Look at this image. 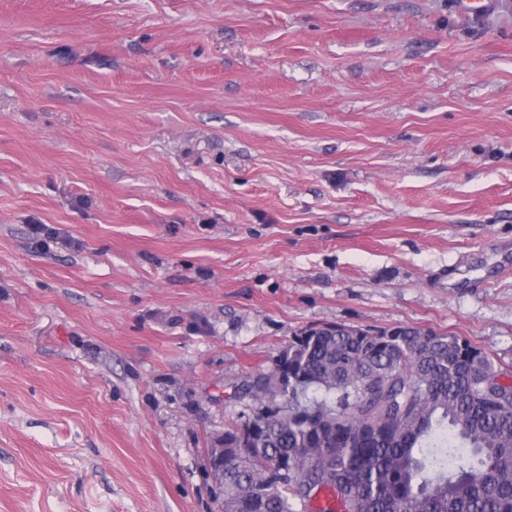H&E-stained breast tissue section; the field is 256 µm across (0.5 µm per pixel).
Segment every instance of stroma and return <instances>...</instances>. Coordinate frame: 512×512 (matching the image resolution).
<instances>
[{
  "label": "stroma",
  "instance_id": "35a3bbf8",
  "mask_svg": "<svg viewBox=\"0 0 512 512\" xmlns=\"http://www.w3.org/2000/svg\"><path fill=\"white\" fill-rule=\"evenodd\" d=\"M505 261L512 0H0V512H217L311 327L512 372Z\"/></svg>",
  "mask_w": 512,
  "mask_h": 512
}]
</instances>
